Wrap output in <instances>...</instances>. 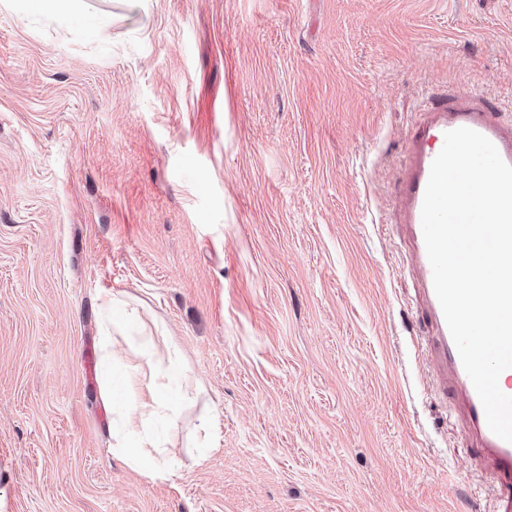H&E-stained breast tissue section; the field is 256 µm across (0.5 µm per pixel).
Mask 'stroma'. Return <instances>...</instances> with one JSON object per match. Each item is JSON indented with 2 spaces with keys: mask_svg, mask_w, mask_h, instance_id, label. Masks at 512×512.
<instances>
[{
  "mask_svg": "<svg viewBox=\"0 0 512 512\" xmlns=\"http://www.w3.org/2000/svg\"><path fill=\"white\" fill-rule=\"evenodd\" d=\"M0 2V512H494L399 191L433 98L512 125V0ZM138 315L103 341L101 296ZM179 466L126 371L168 374ZM214 445L200 447L203 428ZM12 2H26L28 7L44 8L51 12L57 21H66L80 9V0H19ZM123 434L115 439L112 454L121 459L129 468L147 474L152 478H164L171 475L172 468L159 460L154 452L162 448L159 436L152 431L142 429L136 434V446L130 448Z\"/></svg>",
  "mask_w": 512,
  "mask_h": 512,
  "instance_id": "35a3bbf8",
  "label": "stroma"
}]
</instances>
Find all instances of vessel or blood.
I'll return each instance as SVG.
<instances>
[{
  "mask_svg": "<svg viewBox=\"0 0 512 512\" xmlns=\"http://www.w3.org/2000/svg\"><path fill=\"white\" fill-rule=\"evenodd\" d=\"M476 98L474 91L462 90L451 103L432 108L410 142V164L401 189L403 220L411 239L404 268L416 283L417 309L431 330L429 342L439 370L438 388L443 393L458 392L473 436V453L505 487L500 512H512V443L490 430L481 401L463 367L434 290L421 223L431 164L443 148L448 131L467 127L479 132L496 146L503 161L512 165V129L503 126L495 112L477 104Z\"/></svg>",
  "mask_w": 512,
  "mask_h": 512,
  "instance_id": "vessel-or-blood-1",
  "label": "vessel or blood"
}]
</instances>
